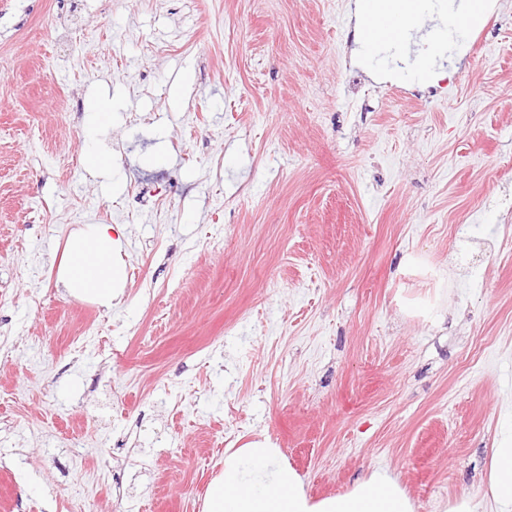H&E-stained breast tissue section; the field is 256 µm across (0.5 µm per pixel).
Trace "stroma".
<instances>
[{
  "mask_svg": "<svg viewBox=\"0 0 512 512\" xmlns=\"http://www.w3.org/2000/svg\"><path fill=\"white\" fill-rule=\"evenodd\" d=\"M353 4L0 0V512H202L261 436L315 498L386 468L414 512L483 507L512 427V0L430 57L443 0L373 56ZM85 224L125 227L108 309L55 284ZM85 170L92 175H99L112 169V155L105 154L93 147H87L82 156Z\"/></svg>",
  "mask_w": 512,
  "mask_h": 512,
  "instance_id": "obj_1",
  "label": "stroma"
}]
</instances>
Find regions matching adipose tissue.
Segmentation results:
<instances>
[{"instance_id": "ef3b65f1", "label": "adipose tissue", "mask_w": 512, "mask_h": 512, "mask_svg": "<svg viewBox=\"0 0 512 512\" xmlns=\"http://www.w3.org/2000/svg\"><path fill=\"white\" fill-rule=\"evenodd\" d=\"M420 0H357L354 33L363 47L384 48L403 42V30L373 36L371 10L397 20L417 10ZM121 249L109 224H85L66 241V258L55 272L65 295L111 307L126 285L123 267L113 261ZM488 512H512V431L493 448L487 467ZM204 512H413L397 478L386 469L372 472L344 494L312 498L299 474L270 439L224 451V468L211 483Z\"/></svg>"}]
</instances>
